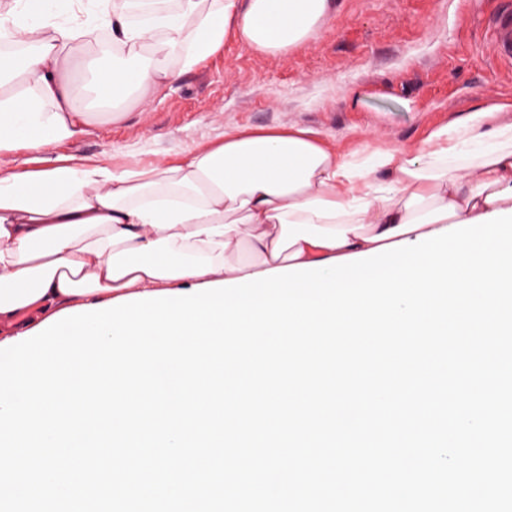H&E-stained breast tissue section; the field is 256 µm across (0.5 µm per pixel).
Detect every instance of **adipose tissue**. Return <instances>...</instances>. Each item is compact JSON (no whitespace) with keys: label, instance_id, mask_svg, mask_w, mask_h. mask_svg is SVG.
Here are the masks:
<instances>
[{"label":"adipose tissue","instance_id":"ef3b65f1","mask_svg":"<svg viewBox=\"0 0 512 512\" xmlns=\"http://www.w3.org/2000/svg\"><path fill=\"white\" fill-rule=\"evenodd\" d=\"M334 0H11L0 38V149L83 132L88 90L122 121L236 40L265 56L312 37ZM111 49L112 68L99 66ZM496 106L417 151L349 160L312 130L225 131L173 164L113 171L59 158L0 177V343L61 310L326 261L512 208V123ZM245 246L251 258L230 262Z\"/></svg>","mask_w":512,"mask_h":512}]
</instances>
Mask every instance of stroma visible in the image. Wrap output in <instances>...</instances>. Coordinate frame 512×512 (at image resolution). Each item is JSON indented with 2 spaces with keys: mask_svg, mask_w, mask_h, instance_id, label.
Listing matches in <instances>:
<instances>
[{
  "mask_svg": "<svg viewBox=\"0 0 512 512\" xmlns=\"http://www.w3.org/2000/svg\"><path fill=\"white\" fill-rule=\"evenodd\" d=\"M497 0H336L320 29L284 56L236 42L176 78L123 122L94 119L52 154L168 164L232 128L301 126L355 159L416 149L479 108L506 104L512 65L498 60L489 26Z\"/></svg>",
  "mask_w": 512,
  "mask_h": 512,
  "instance_id": "stroma-1",
  "label": "stroma"
}]
</instances>
